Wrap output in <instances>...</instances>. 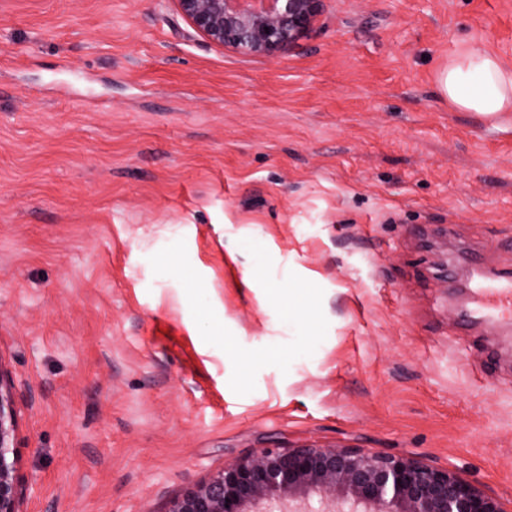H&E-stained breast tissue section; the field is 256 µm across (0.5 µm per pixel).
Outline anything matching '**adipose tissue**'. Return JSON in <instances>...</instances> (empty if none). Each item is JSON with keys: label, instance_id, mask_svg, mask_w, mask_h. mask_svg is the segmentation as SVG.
Instances as JSON below:
<instances>
[{"label": "adipose tissue", "instance_id": "ef3b65f1", "mask_svg": "<svg viewBox=\"0 0 512 512\" xmlns=\"http://www.w3.org/2000/svg\"><path fill=\"white\" fill-rule=\"evenodd\" d=\"M435 90L454 109L496 122L512 112V67L486 50L465 46L438 70Z\"/></svg>", "mask_w": 512, "mask_h": 512}]
</instances>
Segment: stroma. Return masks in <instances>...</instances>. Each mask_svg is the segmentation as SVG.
<instances>
[{
    "label": "stroma",
    "instance_id": "35a3bbf8",
    "mask_svg": "<svg viewBox=\"0 0 512 512\" xmlns=\"http://www.w3.org/2000/svg\"><path fill=\"white\" fill-rule=\"evenodd\" d=\"M512 0H325L277 57L174 0H0V367L20 512H165L263 448L410 455L512 512ZM437 95L460 112H475L497 122L512 112V67L494 54L464 46L437 72ZM475 294L479 298V314L487 331L495 330L505 315L512 318L511 271H485L476 273Z\"/></svg>",
    "mask_w": 512,
    "mask_h": 512
}]
</instances>
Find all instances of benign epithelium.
Wrapping results in <instances>:
<instances>
[{"label":"benign epithelium","mask_w":512,"mask_h":512,"mask_svg":"<svg viewBox=\"0 0 512 512\" xmlns=\"http://www.w3.org/2000/svg\"><path fill=\"white\" fill-rule=\"evenodd\" d=\"M209 44L273 57L314 26L324 0H174ZM14 383L0 369V512H19ZM506 512L459 472L413 456L347 446L266 448L224 464L173 498L166 512Z\"/></svg>","instance_id":"7a95c632"}]
</instances>
